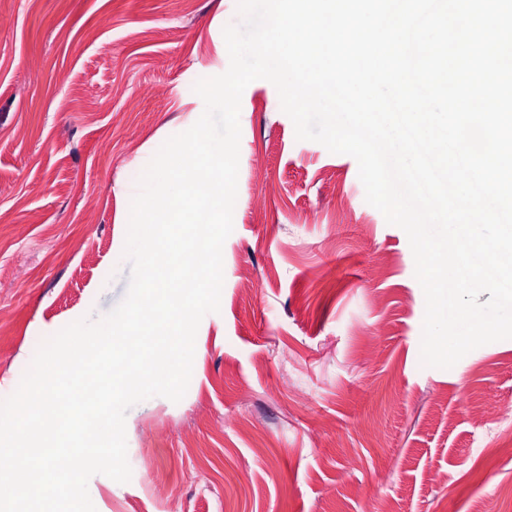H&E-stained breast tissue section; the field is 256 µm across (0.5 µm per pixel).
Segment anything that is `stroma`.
<instances>
[{"mask_svg":"<svg viewBox=\"0 0 512 512\" xmlns=\"http://www.w3.org/2000/svg\"><path fill=\"white\" fill-rule=\"evenodd\" d=\"M238 21L236 0H0V399L45 338L125 297L139 176ZM239 123L220 310L184 397L128 410L131 479L92 476L96 512H504L512 414L474 415L512 406V339L422 365L408 237L356 160L297 140L263 79Z\"/></svg>","mask_w":512,"mask_h":512,"instance_id":"obj_1","label":"stroma"}]
</instances>
